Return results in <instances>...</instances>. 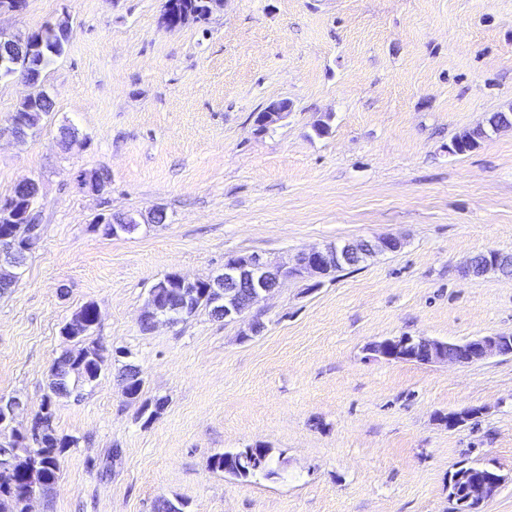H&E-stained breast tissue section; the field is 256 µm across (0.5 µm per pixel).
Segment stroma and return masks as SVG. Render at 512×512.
<instances>
[{"label":"stroma","mask_w":512,"mask_h":512,"mask_svg":"<svg viewBox=\"0 0 512 512\" xmlns=\"http://www.w3.org/2000/svg\"><path fill=\"white\" fill-rule=\"evenodd\" d=\"M162 0H27L0 27L70 16L43 76L38 133L0 138V200L40 183L42 232L0 294V397L26 432L85 303L107 367L53 425L77 438L31 512H451L448 474L496 466L487 512H512V355L469 366L386 360L369 343L512 335V276L464 275L512 254V126L465 153L456 138L512 108V0H224L207 20L158 23ZM288 117L259 131L272 101ZM326 133H317L318 123ZM78 134L61 143L60 129ZM112 176L108 193L82 185ZM164 210L165 224L104 237L100 214ZM398 235L403 248L323 277L291 278L243 320L202 309L143 331L153 283L222 272L229 256L290 262L303 249ZM265 325L247 335L250 320ZM144 379L129 398L120 371ZM164 399L159 415L150 403ZM474 410L449 428L452 412ZM272 449L274 479L210 467Z\"/></svg>","instance_id":"obj_1"}]
</instances>
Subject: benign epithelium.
<instances>
[{"label":"benign epithelium","mask_w":512,"mask_h":512,"mask_svg":"<svg viewBox=\"0 0 512 512\" xmlns=\"http://www.w3.org/2000/svg\"><path fill=\"white\" fill-rule=\"evenodd\" d=\"M176 0H163L160 23L169 30L182 27L183 18ZM22 34L0 28V80H9L20 74L21 57L17 45ZM290 110L286 100L270 103L256 119L258 130L264 132L282 121ZM403 246L400 238L389 235L375 240L343 242L322 248L303 249L297 252L288 265L273 263L254 254L247 257H230L224 260V272L204 280L205 286L214 289L210 293L212 315L226 322H234L254 306L259 299L269 295L280 284L292 277L324 276L330 271L345 266H357L368 258L386 252H396ZM141 318L150 319V329L159 325H173L179 322L174 310L160 309L159 294L150 289ZM512 337L493 334L472 338L462 343H448L424 336L390 337L372 344L378 355L388 360L404 359L403 352L423 345L430 353L423 363L448 362L469 365L490 357L505 354L504 345ZM21 404L15 398H0V429L6 430L16 418ZM508 476L490 468L469 467L453 477V483L460 484L463 499L458 501L460 512H483V506L492 500Z\"/></svg>","instance_id":"benign-epithelium-1"}]
</instances>
